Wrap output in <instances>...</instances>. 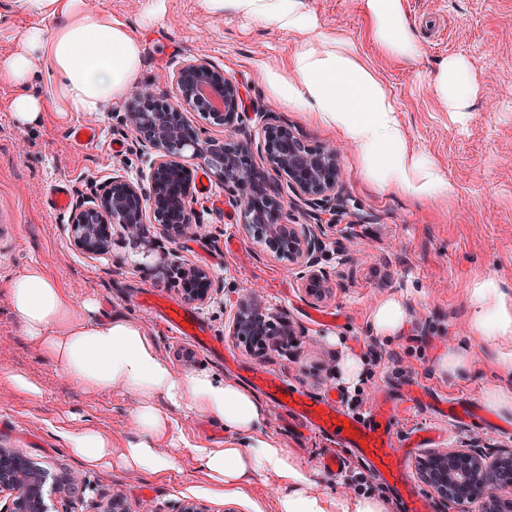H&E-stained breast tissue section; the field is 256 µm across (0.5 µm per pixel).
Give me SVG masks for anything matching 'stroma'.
Returning <instances> with one entry per match:
<instances>
[{
    "mask_svg": "<svg viewBox=\"0 0 512 512\" xmlns=\"http://www.w3.org/2000/svg\"><path fill=\"white\" fill-rule=\"evenodd\" d=\"M127 21L143 40L142 84L161 101L175 99L166 80L175 63L190 58L212 61L218 71L237 82L244 111L231 127L209 125L203 115L189 112L195 126L215 137L260 144L264 115L283 116L306 145H335L341 153L344 207L312 213L308 206L291 209L289 223L326 225L318 268L327 293L322 299L305 294L298 268L267 255L266 248L244 228L230 199L231 188L211 182L209 193H195L199 221L195 237L171 240L161 230L153 235L163 249L178 248L191 264L206 268L219 288L202 305H193L210 336L223 341L250 366L267 368L313 394L338 398V363L351 352L373 364L374 377L359 380L350 413L368 411L380 396L396 401L397 440L420 427H434L440 437L432 448H468L494 454L512 448V415H495L499 430L458 424L423 407L399 403L410 384L450 398L484 402L494 384L512 387V372L498 360L507 347L493 339H471V309L466 287L476 277L495 279L512 297V0H404L405 11L421 43L417 60H398L370 39L363 0H304L320 30L342 36L394 98L397 116L410 146L441 169L454 194L446 200H415L383 190L362 173L357 150L336 132L310 121L305 112L281 105L264 83V68H282L297 47L295 34L225 11L208 15L203 0H91ZM461 56L471 65L478 92L469 111H448L428 85V74L442 59ZM10 88L0 83V212L12 226L0 223V446L23 449L51 471H69L86 481L71 512H98L113 492L123 494L129 512H177L192 499L208 512H276L278 489L255 476L240 499L214 494L202 478L188 444L224 441V430L209 417L176 410L179 441L165 451L175 461L162 475L128 472L119 467L90 470L61 438L62 428L97 425L121 445L136 437L134 393L115 388L90 393L47 360L24 335L5 287L27 266L42 264L74 305L96 300L105 312L122 313L154 336L161 356L179 377L208 371L227 377L223 364L166 328L141 308L139 296L157 290L182 303L178 287L143 272L120 236L112 238V255L88 257L68 236V212L46 204V190L67 182L72 200L101 191L112 174L137 181L148 173L150 153L136 144L125 123L126 101L104 112L70 115L66 122L48 120L29 129L17 128L7 100ZM89 124L99 139L75 149L69 130ZM253 294L261 306L286 319L294 330L288 345L251 353L230 336L227 324L242 294ZM401 300L406 312L403 334L378 337L371 325L376 303ZM469 342L471 369L454 379L437 368L448 347ZM27 377L37 395L13 389L10 375ZM267 430L313 472L323 493L346 494L351 485L360 493L385 497L389 512H402L383 482H360L356 457L349 449H333L325 437L294 435L276 414ZM429 448V449H432ZM414 449L405 463L419 475L429 451ZM336 452L345 467L341 475L325 471L320 462Z\"/></svg>",
    "mask_w": 512,
    "mask_h": 512,
    "instance_id": "1",
    "label": "stroma"
}]
</instances>
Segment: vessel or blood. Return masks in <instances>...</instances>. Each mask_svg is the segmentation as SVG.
<instances>
[{"label": "vessel or blood", "mask_w": 512, "mask_h": 512, "mask_svg": "<svg viewBox=\"0 0 512 512\" xmlns=\"http://www.w3.org/2000/svg\"><path fill=\"white\" fill-rule=\"evenodd\" d=\"M140 303L149 310L160 309L162 319L177 335L188 338L213 357L223 358V342L209 336L199 317L183 306L158 307L157 297L153 294L141 296ZM248 380L289 424L324 434L338 447L356 454L373 476L393 491L404 512H432L431 501L421 494L400 456L394 440L396 422L389 401H378L367 416L357 417L330 398L312 395L289 384L279 373L253 367L249 370Z\"/></svg>", "instance_id": "1"}]
</instances>
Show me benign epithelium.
I'll use <instances>...</instances> for the list:
<instances>
[{
    "label": "benign epithelium",
    "instance_id": "benign-epithelium-1",
    "mask_svg": "<svg viewBox=\"0 0 512 512\" xmlns=\"http://www.w3.org/2000/svg\"><path fill=\"white\" fill-rule=\"evenodd\" d=\"M180 105L155 103L147 92L149 108L133 107L125 121L134 131L141 149L153 153L148 174L133 182L115 174L106 188L78 200L73 206L68 232L74 245L94 257H106L112 248V225L123 228L133 252L148 258L155 253V240L147 229V215L158 228L177 237L188 234L194 223L197 166L214 178L232 185L231 205L240 209L242 223L262 240L270 255L286 258L302 268V288L316 299L325 295L319 263L322 224H290L284 197L268 190L270 174L282 178L295 200L312 211H331L342 203L339 152L333 146L311 150L295 136L281 117L271 112L264 127L260 147L263 164L248 161L251 146L232 139L215 138L190 125L185 110H197L210 124L224 127L241 114L240 87L220 77L207 59L180 62L172 71ZM147 270L161 279L178 277L185 298L204 304L216 285L209 273L189 265L177 253H158ZM229 333L233 336H285L290 330L274 327L249 295L238 301ZM512 468V450H504L493 460L483 453L456 449L433 452L423 463L424 476L434 492L448 504L472 497L475 488H486L489 472ZM72 479L50 477L49 470L18 448H0V512H67ZM64 506L58 510V506Z\"/></svg>",
    "mask_w": 512,
    "mask_h": 512
}]
</instances>
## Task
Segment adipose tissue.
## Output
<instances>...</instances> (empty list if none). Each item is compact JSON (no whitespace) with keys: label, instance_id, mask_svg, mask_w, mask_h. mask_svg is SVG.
<instances>
[{"label":"adipose tissue","instance_id":"obj_1","mask_svg":"<svg viewBox=\"0 0 512 512\" xmlns=\"http://www.w3.org/2000/svg\"><path fill=\"white\" fill-rule=\"evenodd\" d=\"M40 21L17 34L0 55V82L12 94L8 110L21 129L41 125L48 112L107 111L131 93L143 68L141 38L124 20L87 0H16ZM208 14L232 10L298 35L286 67L263 73L278 101L301 109L356 147L366 175L379 187L419 199L451 197L449 178L414 153L395 102L375 73L343 38L319 31L304 0H204ZM373 41L386 54L411 59L421 52L403 0H365ZM59 18L54 30L41 21ZM434 95L452 112H463L477 94L470 64L441 61L430 77ZM467 294L475 338L512 343V302L488 278L471 281ZM12 309L28 338L73 381L90 392L122 387L137 397L138 436L123 448L93 426L66 434L72 452L90 468L118 462L135 472L172 469L160 452L176 420L173 409L204 414L224 427L219 446H191L200 469L228 498L242 497L253 476L276 481L277 512H387L379 497H332L314 489L300 460L267 433L266 409L237 380L202 371L181 378L161 357L145 329L122 314L101 313L96 301L75 306L40 265H30L8 285Z\"/></svg>","mask_w":512,"mask_h":512}]
</instances>
